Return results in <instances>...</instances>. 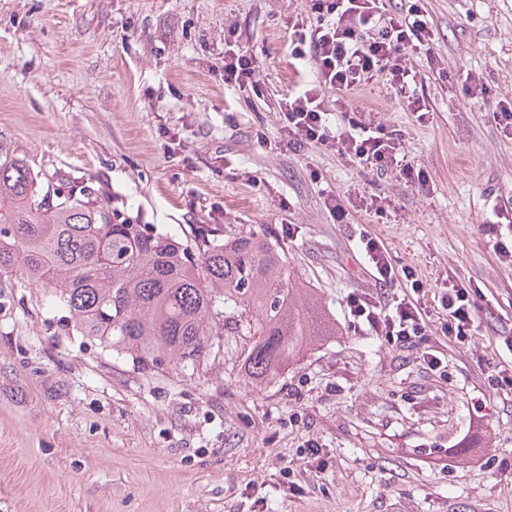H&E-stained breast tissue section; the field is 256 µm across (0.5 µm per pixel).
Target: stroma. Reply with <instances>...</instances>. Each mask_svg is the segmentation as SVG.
<instances>
[{
  "mask_svg": "<svg viewBox=\"0 0 512 512\" xmlns=\"http://www.w3.org/2000/svg\"><path fill=\"white\" fill-rule=\"evenodd\" d=\"M421 4L440 66L413 62L428 115L381 77L341 99L400 131L423 189L286 146L277 101L301 78L288 20L305 0H0L1 140L137 223L268 234L339 326L256 385L234 368L247 337H216L217 357L193 369L137 366L1 275L0 512H512V393L455 348L447 379L428 375L343 305L375 287L362 225L427 293L451 275L481 289L476 350L512 331V271L482 230L512 199V139L491 115L512 98V0ZM230 32L262 56L259 96L224 84ZM461 71L488 95H464ZM373 195L385 213L366 210ZM309 441L321 463L300 458Z\"/></svg>",
  "mask_w": 512,
  "mask_h": 512,
  "instance_id": "35a3bbf8",
  "label": "stroma"
}]
</instances>
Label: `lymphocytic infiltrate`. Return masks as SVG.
Segmentation results:
<instances>
[{
	"instance_id": "1",
	"label": "lymphocytic infiltrate",
	"mask_w": 512,
	"mask_h": 512,
	"mask_svg": "<svg viewBox=\"0 0 512 512\" xmlns=\"http://www.w3.org/2000/svg\"><path fill=\"white\" fill-rule=\"evenodd\" d=\"M288 53L308 67L311 76L278 101L289 145L331 146L352 163L383 174L398 168L406 182L424 186L422 170L400 159L398 135L373 115L332 110L324 96L345 94L385 76L396 97L416 112H426L417 93V73L410 58L435 65L433 30L421 0H406L391 12L385 0H306V10L288 21ZM256 52L235 42L224 44V83L242 91L257 88ZM360 252L376 287L349 293L345 309L354 323L401 352L415 354L423 370L447 377L449 348L470 349L480 329L469 288L448 281L437 300L448 317L432 332L423 303L425 290L410 269L396 268L384 241L359 232Z\"/></svg>"
}]
</instances>
